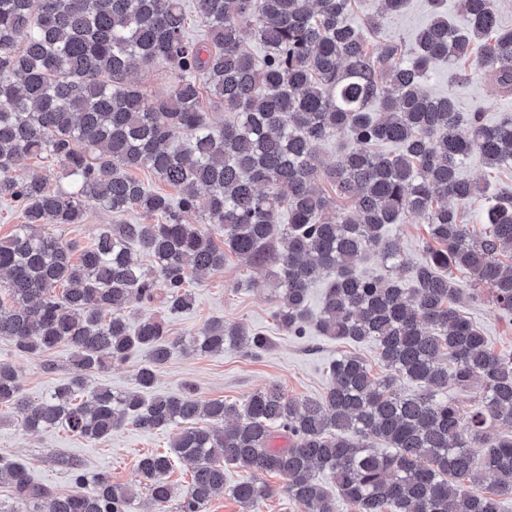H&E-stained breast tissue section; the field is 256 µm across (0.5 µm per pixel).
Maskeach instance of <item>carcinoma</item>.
Returning a JSON list of instances; mask_svg holds the SVG:
<instances>
[{
  "label": "carcinoma",
  "mask_w": 512,
  "mask_h": 512,
  "mask_svg": "<svg viewBox=\"0 0 512 512\" xmlns=\"http://www.w3.org/2000/svg\"><path fill=\"white\" fill-rule=\"evenodd\" d=\"M406 2L381 0L356 27L351 0H0V200L25 219L0 240V340L28 353L65 345L81 370L33 405L0 363V405L24 410L30 431L62 425L91 443L126 425L179 428L169 451L138 463L152 512L172 510L175 458L191 471L177 512H204L224 494L260 512L275 494L264 473L285 479L300 512H336L326 477L352 512H502L512 497V431H499L512 425V354L495 353L458 303L486 297L512 314V191L491 194L458 171L473 153L490 168L512 166V119L487 124L422 84L432 62H463L461 77L484 75L511 95L512 29L494 0H460L463 30L448 23L445 0H430L411 63L395 41L371 52L367 34ZM245 23L259 56L245 46ZM153 70L165 75L160 90L131 80ZM206 100L233 119L216 123ZM336 136L348 147L324 167L315 148ZM42 155L68 184L17 178L19 160ZM140 169L178 200L146 188ZM90 205L138 210L152 223L106 224L76 259L46 226L78 224ZM407 214L428 224L426 256L412 265L387 233ZM135 249L155 266H137ZM370 250L385 273L359 271ZM228 252L268 269L275 318L294 336L306 331L310 287L331 277L320 331L374 342L385 374L343 355L319 399L269 385L239 404L201 403L189 388L146 397L90 383L88 374L139 350L142 389L177 352L265 351L262 333L225 319L186 339L170 336L162 316L132 330L121 316L134 304L159 302L169 315L192 308L187 271L199 280L220 271ZM399 376L419 391L399 392ZM450 380L479 389L469 411L438 397ZM279 437L288 445L273 447ZM473 448L485 449L478 462ZM68 466L74 491L56 494L23 464L0 461V484L12 488L0 512H129L132 489L105 474L88 489L81 465ZM229 466L255 476L228 486Z\"/></svg>",
  "instance_id": "carcinoma-1"
}]
</instances>
